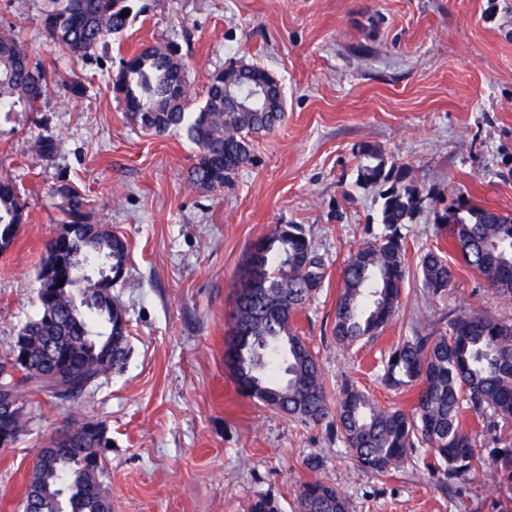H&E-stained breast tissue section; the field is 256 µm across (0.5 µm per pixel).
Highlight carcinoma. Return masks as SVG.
Masks as SVG:
<instances>
[{
    "mask_svg": "<svg viewBox=\"0 0 512 512\" xmlns=\"http://www.w3.org/2000/svg\"><path fill=\"white\" fill-rule=\"evenodd\" d=\"M44 17L48 37L77 59L94 56L129 22L130 0H50ZM265 69L231 66L208 80L204 105L188 111L185 68L179 48L144 46L121 60L113 88L128 119L157 134L175 131L197 148L189 169L192 184L210 189L232 182L251 161L252 137L274 131L283 112L264 111L255 95ZM49 90L45 68L33 62L25 46L9 30L0 29V112H34ZM357 183L389 187L382 195V231L359 245L343 268L336 302L333 336L348 348L379 335L394 318L406 276L407 235L413 222L433 201L432 195L408 179L407 169L387 165L383 151L362 143L357 153ZM66 223L76 225L69 253L60 266L61 296L40 304L37 317L22 331L29 336L30 354L24 376L0 374V402L11 400L20 410L9 428L16 439L23 427L28 398L44 394L61 400L60 392L84 393L110 371L89 351L115 349L112 365L124 363L127 344L112 347L116 314L124 307L99 294L100 281L111 265L126 263L112 251L108 232L87 225L84 195L68 180L54 187ZM27 220L26 203L16 182L0 178V249L15 241ZM433 237L448 240L461 265L481 276L496 294L512 299V215L460 198L435 213ZM243 266L252 282L236 284L230 317L231 353L227 365L240 392L291 419L330 421L357 465L386 476L419 452L434 459L429 469L445 484L469 477L475 470L474 439L461 425L468 407L492 428L512 427V321L460 309L436 321L426 319L412 335L392 346L384 372L396 389L416 391L411 411L385 409L353 385L336 403L327 397L321 370L306 342L297 334L293 317L321 287L325 259L299 224H276L255 241ZM421 286L433 298L444 296L456 271L439 246L420 249L417 263ZM495 462L512 481V438L499 439ZM100 444L85 442L49 453L38 466L40 489L32 512H112L102 485ZM298 512H350L344 491L320 480L300 484Z\"/></svg>",
    "mask_w": 512,
    "mask_h": 512,
    "instance_id": "carcinoma-1",
    "label": "carcinoma"
}]
</instances>
